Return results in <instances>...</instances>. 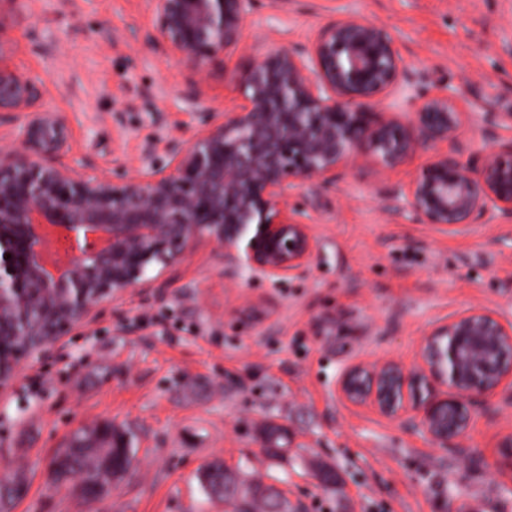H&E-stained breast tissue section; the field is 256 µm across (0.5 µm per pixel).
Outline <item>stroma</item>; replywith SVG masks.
Returning <instances> with one entry per match:
<instances>
[{"instance_id":"obj_1","label":"stroma","mask_w":512,"mask_h":512,"mask_svg":"<svg viewBox=\"0 0 512 512\" xmlns=\"http://www.w3.org/2000/svg\"><path fill=\"white\" fill-rule=\"evenodd\" d=\"M10 20L11 63L43 82L78 172L136 174L144 151L169 161L208 112L243 100L249 64L308 47L347 15L393 38L413 81L461 93V140L499 144L512 133L473 121L512 113V0H254L241 48L211 60L193 109L191 65L150 42L144 0H27ZM376 158L335 182L301 181L289 197L318 248L299 278L272 284L224 273L202 243L164 288H135L75 325L0 393V476L27 491L8 512H230L206 500L199 476L213 461L288 490V512H512V472L497 469L512 433V391L486 398L473 426L447 447L404 422L344 403L336 392L353 361L411 366L423 337L473 307L512 318V219L459 233L423 223L394 191L432 156ZM112 424L133 434L135 472L108 497L56 488L49 462L71 434ZM283 438L279 458L263 442Z\"/></svg>"}]
</instances>
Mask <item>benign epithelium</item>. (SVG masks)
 <instances>
[{
  "label": "benign epithelium",
  "instance_id": "obj_1",
  "mask_svg": "<svg viewBox=\"0 0 512 512\" xmlns=\"http://www.w3.org/2000/svg\"><path fill=\"white\" fill-rule=\"evenodd\" d=\"M157 21L151 41L192 62L240 49L252 0H146ZM0 23V124L21 120L20 147L0 156V325L38 300L47 326L0 359V390L23 362L35 364L73 324L132 288H152L201 242L224 253V273L241 269L280 282L310 267L317 241L289 206L295 182L336 180L359 157L395 168L432 148L424 172L401 189L427 224L458 233L512 217L508 152L485 143L480 165L461 160L471 144L457 131V92L427 94L411 82L394 41L374 24L346 16L317 30L304 50H275L242 77L244 102L194 141L169 145L166 168L151 154L135 176L85 175L62 163L73 144L42 104V81L16 69ZM412 91L416 109L369 120L376 98ZM512 390V320L480 308L460 312L423 338L413 365L355 361L336 390L354 407L404 421L445 448L466 435L485 398Z\"/></svg>",
  "mask_w": 512,
  "mask_h": 512
}]
</instances>
